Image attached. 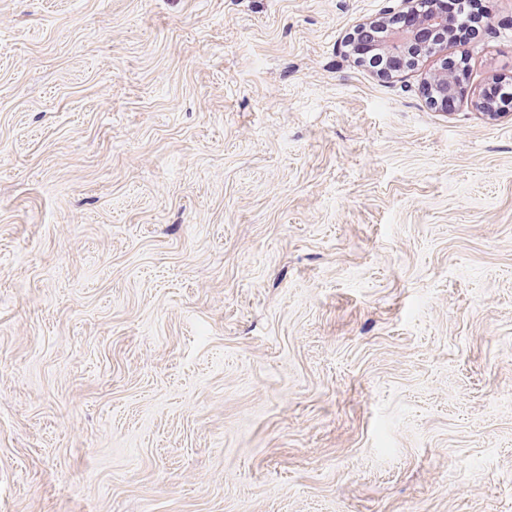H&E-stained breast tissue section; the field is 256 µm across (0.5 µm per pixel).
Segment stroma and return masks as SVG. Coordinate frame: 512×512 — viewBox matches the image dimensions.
<instances>
[{
    "label": "stroma",
    "instance_id": "stroma-1",
    "mask_svg": "<svg viewBox=\"0 0 512 512\" xmlns=\"http://www.w3.org/2000/svg\"><path fill=\"white\" fill-rule=\"evenodd\" d=\"M487 4L387 79L403 0H0V512H512Z\"/></svg>",
    "mask_w": 512,
    "mask_h": 512
}]
</instances>
